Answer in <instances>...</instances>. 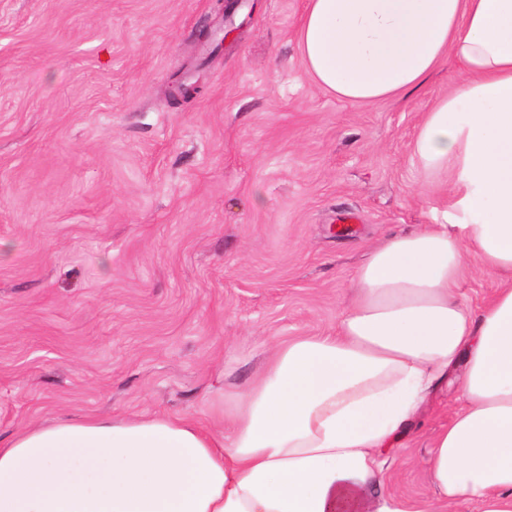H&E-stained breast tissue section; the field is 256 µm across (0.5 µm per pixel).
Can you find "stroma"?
<instances>
[{
  "mask_svg": "<svg viewBox=\"0 0 512 512\" xmlns=\"http://www.w3.org/2000/svg\"><path fill=\"white\" fill-rule=\"evenodd\" d=\"M306 0H0V437L66 417L218 420L274 342L332 330L388 234L437 224L414 156L445 60L397 100L306 75ZM200 93L176 101L174 79ZM454 369L385 456L433 502Z\"/></svg>",
  "mask_w": 512,
  "mask_h": 512,
  "instance_id": "1",
  "label": "stroma"
}]
</instances>
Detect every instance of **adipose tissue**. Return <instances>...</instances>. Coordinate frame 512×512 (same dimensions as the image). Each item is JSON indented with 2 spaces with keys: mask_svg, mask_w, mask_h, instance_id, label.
Returning a JSON list of instances; mask_svg holds the SVG:
<instances>
[{
  "mask_svg": "<svg viewBox=\"0 0 512 512\" xmlns=\"http://www.w3.org/2000/svg\"><path fill=\"white\" fill-rule=\"evenodd\" d=\"M298 45L312 81L352 103L460 64L415 140L452 179L441 223L375 245L336 331L270 345L223 427L95 417L0 438V512H407L382 453L459 365L432 483L444 512H512V0H306ZM469 256L499 281L477 309L460 295Z\"/></svg>",
  "mask_w": 512,
  "mask_h": 512,
  "instance_id": "adipose-tissue-1",
  "label": "adipose tissue"
}]
</instances>
